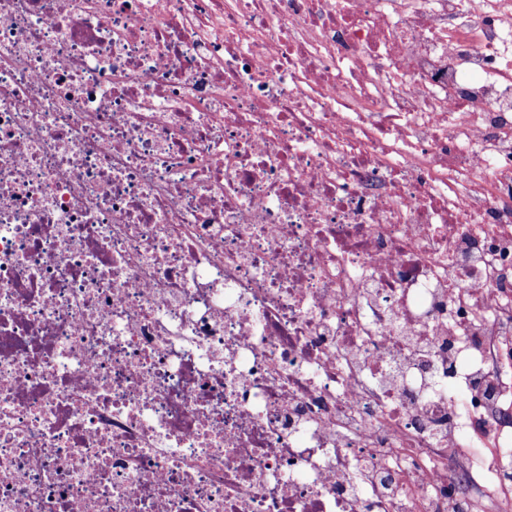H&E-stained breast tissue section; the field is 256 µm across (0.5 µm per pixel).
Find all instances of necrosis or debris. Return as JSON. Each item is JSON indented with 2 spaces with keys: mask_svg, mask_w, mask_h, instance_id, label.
Returning a JSON list of instances; mask_svg holds the SVG:
<instances>
[{
  "mask_svg": "<svg viewBox=\"0 0 512 512\" xmlns=\"http://www.w3.org/2000/svg\"><path fill=\"white\" fill-rule=\"evenodd\" d=\"M512 0H0V512H512Z\"/></svg>",
  "mask_w": 512,
  "mask_h": 512,
  "instance_id": "4bbe7bcc",
  "label": "necrosis or debris"
}]
</instances>
